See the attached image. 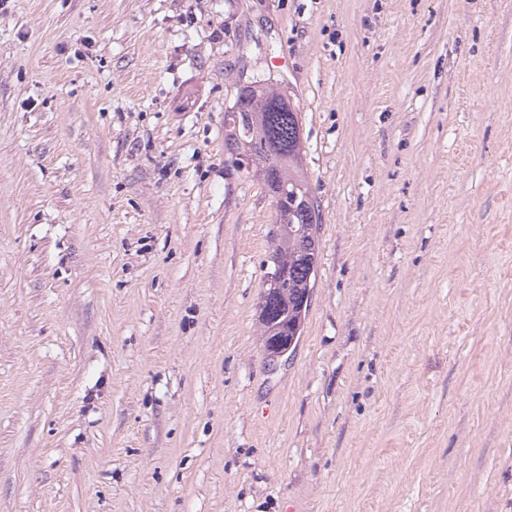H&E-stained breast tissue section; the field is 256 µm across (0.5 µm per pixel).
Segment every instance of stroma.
<instances>
[{
	"mask_svg": "<svg viewBox=\"0 0 512 512\" xmlns=\"http://www.w3.org/2000/svg\"><path fill=\"white\" fill-rule=\"evenodd\" d=\"M257 75L322 211L272 366ZM0 512H512V0H0Z\"/></svg>",
	"mask_w": 512,
	"mask_h": 512,
	"instance_id": "1",
	"label": "stroma"
}]
</instances>
